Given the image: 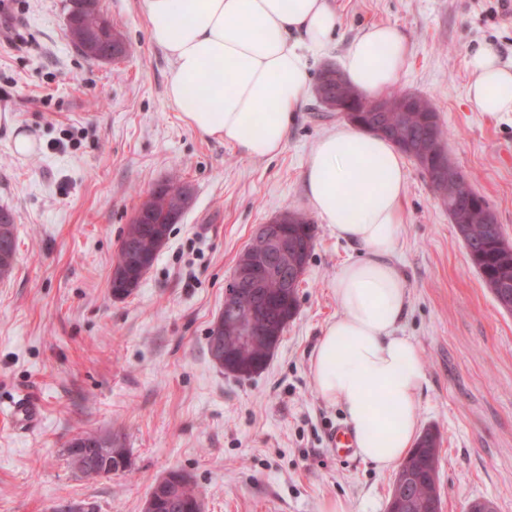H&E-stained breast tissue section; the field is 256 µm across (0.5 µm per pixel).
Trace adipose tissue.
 I'll use <instances>...</instances> for the list:
<instances>
[{"label": "adipose tissue", "instance_id": "obj_1", "mask_svg": "<svg viewBox=\"0 0 512 512\" xmlns=\"http://www.w3.org/2000/svg\"><path fill=\"white\" fill-rule=\"evenodd\" d=\"M144 8L150 40L171 62L166 96L184 123L251 158L281 153L311 82L309 58L337 31L330 0H144ZM407 60L401 28L371 25L350 44L341 68L374 99ZM467 66L474 107L494 119L512 116V62L481 46ZM304 180L312 210L357 251L336 271L341 312L311 359L312 383L342 408L359 455L387 470L418 438L426 382L417 344L400 333L407 289L394 255L405 221L406 161L389 140L346 123L316 142ZM377 391L388 410L374 405Z\"/></svg>", "mask_w": 512, "mask_h": 512}]
</instances>
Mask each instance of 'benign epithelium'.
I'll use <instances>...</instances> for the list:
<instances>
[{
  "mask_svg": "<svg viewBox=\"0 0 512 512\" xmlns=\"http://www.w3.org/2000/svg\"><path fill=\"white\" fill-rule=\"evenodd\" d=\"M98 16L97 0H72L71 12L67 22L74 25L87 16ZM86 56L95 60L120 57L126 53V45L119 34L112 28L109 19L99 16L97 36L83 44ZM367 111L371 112L372 128L379 131L385 129L383 114L386 112L407 113L411 109V100L406 98L393 102L385 97L364 99ZM427 174L438 179L440 183L453 191L457 178L458 167L445 149L434 146L422 150ZM194 192L190 187L183 188L171 205V212L166 217L168 223H178L191 208ZM150 219L148 208H142L134 215L131 223L135 229L149 234L154 243V250L147 253L136 248L131 237L124 236L125 253L121 260L112 266V287L116 288L114 296L123 297L139 287L144 275L152 267L159 251L168 239L167 226L146 223ZM291 212L286 211L279 216L259 225L254 241L258 247L246 248L243 257L235 266L230 279L224 286V310L214 321L211 336V359L221 367L227 365V358L234 348L245 349L259 341L267 348L278 346L283 332L275 328L270 321V313L278 305L279 298L266 292V283L275 278L280 284V295H288V289L297 288L306 269L305 250L298 241L288 234V223ZM6 219L0 220V276L7 275L15 264V254L11 249ZM250 310V319L244 321L238 317L239 309ZM66 452L77 471H95L101 475L112 474V437L98 435H75L66 444ZM181 472L175 471L166 475L156 483L146 500L144 512H158L166 505H175L172 488L179 481ZM413 474L406 465H400L392 483L387 501L388 512H398L406 505L410 488L413 485Z\"/></svg>",
  "mask_w": 512,
  "mask_h": 512,
  "instance_id": "obj_1",
  "label": "benign epithelium"
}]
</instances>
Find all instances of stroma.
Masks as SVG:
<instances>
[{"instance_id": "stroma-1", "label": "stroma", "mask_w": 512, "mask_h": 512, "mask_svg": "<svg viewBox=\"0 0 512 512\" xmlns=\"http://www.w3.org/2000/svg\"><path fill=\"white\" fill-rule=\"evenodd\" d=\"M338 32L312 76L340 65L368 25L400 27L408 64L393 83L437 109L448 151L512 240V117L495 121L467 98L469 52L512 57V15L497 0H333ZM126 57L81 55L68 0H8L0 9V206L16 214L18 262L0 282V512H143L154 484L179 470L206 512H385L394 470L330 446L343 410L315 390L310 362L341 308L333 280L354 250L316 223L298 314L266 367L224 374L208 334L224 285L256 229L284 210L309 211L304 172L315 143L342 122L314 95L283 151L250 158L200 138L166 97L171 63L149 37L143 0H99ZM25 135L32 150L16 154ZM405 222L395 260L407 281L402 335L421 353V428L441 438L444 512L475 499L512 512V314L502 312L445 207L407 161ZM179 175L194 203L139 288L113 299L112 262L149 190ZM38 408L15 423L20 396ZM109 432L127 448L123 472L88 480L64 445Z\"/></svg>"}]
</instances>
